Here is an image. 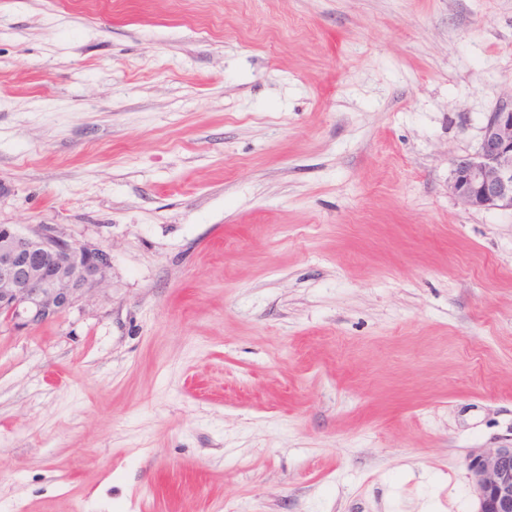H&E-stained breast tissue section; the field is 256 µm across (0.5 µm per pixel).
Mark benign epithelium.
Listing matches in <instances>:
<instances>
[{"mask_svg":"<svg viewBox=\"0 0 512 512\" xmlns=\"http://www.w3.org/2000/svg\"><path fill=\"white\" fill-rule=\"evenodd\" d=\"M449 188L468 207L512 210V96L487 114L477 150L453 161ZM109 269L107 252L53 224L26 233L0 224V323L52 322L102 285ZM467 470L476 512H512V444L471 450Z\"/></svg>","mask_w":512,"mask_h":512,"instance_id":"7a95c632","label":"benign epithelium"}]
</instances>
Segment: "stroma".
Listing matches in <instances>:
<instances>
[{
	"instance_id": "35a3bbf8",
	"label": "stroma",
	"mask_w": 512,
	"mask_h": 512,
	"mask_svg": "<svg viewBox=\"0 0 512 512\" xmlns=\"http://www.w3.org/2000/svg\"><path fill=\"white\" fill-rule=\"evenodd\" d=\"M511 96L512 0H0V224L111 260L0 327V512H474ZM449 188L468 207L512 210V96L487 114L477 150L453 161Z\"/></svg>"
}]
</instances>
